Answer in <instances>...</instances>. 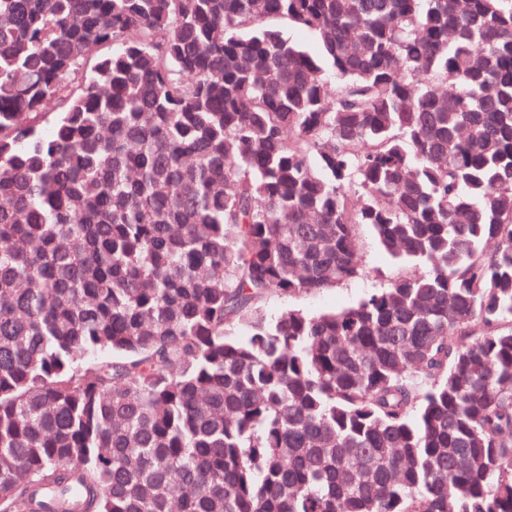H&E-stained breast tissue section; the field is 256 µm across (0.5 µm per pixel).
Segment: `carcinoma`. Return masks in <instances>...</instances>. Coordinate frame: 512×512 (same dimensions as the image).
Segmentation results:
<instances>
[{
  "label": "carcinoma",
  "instance_id": "cac0c4a2",
  "mask_svg": "<svg viewBox=\"0 0 512 512\" xmlns=\"http://www.w3.org/2000/svg\"><path fill=\"white\" fill-rule=\"evenodd\" d=\"M0 512H512V0H0ZM357 247L362 263L371 271L368 278L328 288L319 294L301 295L289 298V300L273 296L266 304L268 312L276 314L288 305L313 312L327 308L348 307L401 272L402 269L376 247L370 228L366 226L359 227Z\"/></svg>",
  "mask_w": 512,
  "mask_h": 512
}]
</instances>
